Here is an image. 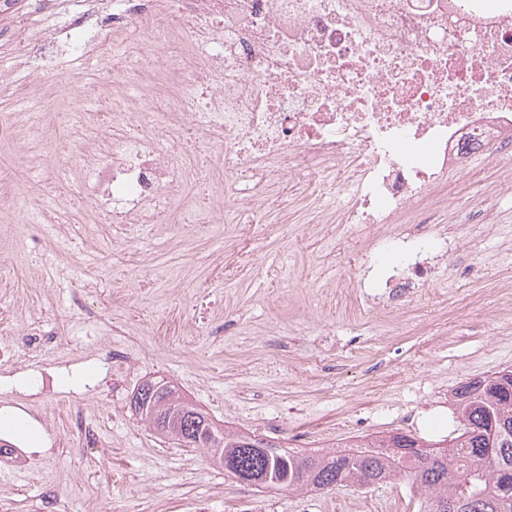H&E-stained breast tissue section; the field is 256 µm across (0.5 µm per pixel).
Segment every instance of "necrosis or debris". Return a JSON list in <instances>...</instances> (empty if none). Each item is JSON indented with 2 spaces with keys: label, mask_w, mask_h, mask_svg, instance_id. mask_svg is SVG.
<instances>
[{
  "label": "necrosis or debris",
  "mask_w": 512,
  "mask_h": 512,
  "mask_svg": "<svg viewBox=\"0 0 512 512\" xmlns=\"http://www.w3.org/2000/svg\"><path fill=\"white\" fill-rule=\"evenodd\" d=\"M0 0L22 65L111 25L98 64L111 92L67 122L77 197L96 223L135 230L173 214L210 230L224 201L272 208L273 177L313 190L321 223L393 224L449 174L512 159V0H80L46 30ZM164 52L146 57L143 47ZM42 112L0 114L33 166ZM442 237L391 241L385 285H423Z\"/></svg>",
  "instance_id": "obj_1"
}]
</instances>
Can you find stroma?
<instances>
[{
	"label": "stroma",
	"mask_w": 512,
	"mask_h": 512,
	"mask_svg": "<svg viewBox=\"0 0 512 512\" xmlns=\"http://www.w3.org/2000/svg\"><path fill=\"white\" fill-rule=\"evenodd\" d=\"M52 87L71 111L92 107L69 78L104 90L93 53H54ZM38 68L0 83V108L36 107ZM512 162L477 161L448 177V205H418L402 224H309L313 206L281 179V205L261 220L240 212L222 232L157 224L130 243L76 210L42 232L17 224L32 197L65 207L72 186L47 164L30 189L0 200V412L21 415L44 451L7 434L22 456L0 466V512H28L53 489L58 512H420L409 481L308 492L257 489L224 473L203 448L160 439L130 406L143 382L165 378L219 425L294 448L329 450L353 433L405 432L439 440L454 429L455 389L512 370V307L496 285L512 280V197L500 195ZM494 204L485 235L448 241L446 263L396 297L364 287L395 264L375 239L411 227L425 210L465 224ZM478 276H454L457 258ZM48 339L30 351L28 327ZM92 422L98 446L72 427Z\"/></svg>",
	"instance_id": "1"
}]
</instances>
